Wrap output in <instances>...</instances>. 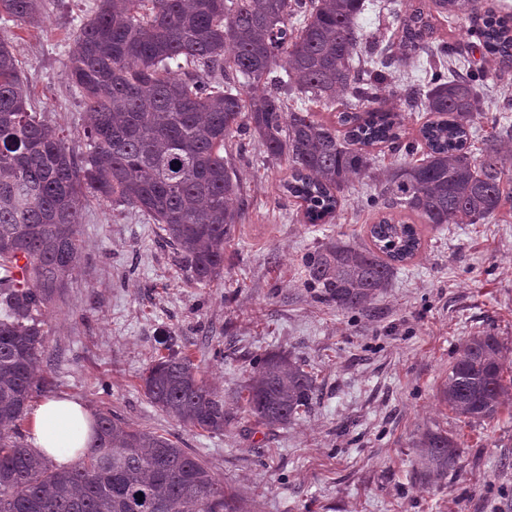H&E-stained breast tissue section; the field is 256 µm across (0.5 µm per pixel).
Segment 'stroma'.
Instances as JSON below:
<instances>
[{
	"label": "stroma",
	"mask_w": 512,
	"mask_h": 512,
	"mask_svg": "<svg viewBox=\"0 0 512 512\" xmlns=\"http://www.w3.org/2000/svg\"><path fill=\"white\" fill-rule=\"evenodd\" d=\"M94 0H44L38 24L0 20L32 107L82 152L89 114L68 85L69 38ZM485 116L469 140L479 154L512 68L488 63ZM393 70L382 107L399 113L402 140L427 148L430 113L408 110ZM225 155L242 182L245 214L224 251V278L197 284L180 268L158 225L91 201L79 228L80 260L45 310L40 375L50 394L111 412L176 441L231 486L250 512H512V412L465 424L438 391L464 340L498 336L512 370V199L479 224L419 225L422 245L365 312H341L304 286L302 256L323 239L370 245L382 210L364 205L371 179L342 193L332 221L305 223L283 194L286 162L255 138ZM170 334L224 392L223 434L181 425L152 404L139 377ZM283 351L306 361L318 384L310 413L287 426L256 424L237 400L254 359ZM458 436L465 454L446 480L424 479L413 438L428 429Z\"/></svg>",
	"instance_id": "1"
}]
</instances>
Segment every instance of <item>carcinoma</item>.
Instances as JSON below:
<instances>
[{"label":"carcinoma","mask_w":512,"mask_h":512,"mask_svg":"<svg viewBox=\"0 0 512 512\" xmlns=\"http://www.w3.org/2000/svg\"><path fill=\"white\" fill-rule=\"evenodd\" d=\"M368 4L381 9L377 0H96L65 71L90 112L80 154L31 108L12 46L0 38V512H247L197 457L110 412L96 415L93 442L70 469L19 431L32 399L48 391L36 372L42 310L78 263L88 198L160 225L179 264L204 286L223 279L224 246L243 217L240 181L224 159L242 134L289 164L284 193L312 224L335 213L350 180L372 176L376 161L364 148L379 143L400 162L367 206L400 208L425 224H476L504 206L499 152L466 151L488 70L473 66L460 43L437 37L434 19L481 17L470 37L512 67V15L483 9V0H411L397 28L399 54L390 55L383 40L364 38L358 18ZM41 9L42 0H0V20L34 23ZM415 63L424 78L406 77L403 103L437 117L422 129V159L378 107L391 69ZM341 95L335 127L288 105L296 97L331 107ZM370 236V247L329 238L303 255L304 286L338 311L364 310L420 246L415 226L390 216ZM174 346L140 377L144 395L184 425L224 433V394ZM503 350L489 332L468 338L439 390L449 410L480 423L509 407ZM317 392L298 358L268 352L255 358L239 398L273 428L310 411ZM412 446L423 476L436 480L464 453L456 436L438 430Z\"/></svg>","instance_id":"1"}]
</instances>
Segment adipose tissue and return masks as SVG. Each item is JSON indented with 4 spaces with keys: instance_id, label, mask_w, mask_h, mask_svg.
<instances>
[{
    "instance_id": "obj_1",
    "label": "adipose tissue",
    "mask_w": 512,
    "mask_h": 512,
    "mask_svg": "<svg viewBox=\"0 0 512 512\" xmlns=\"http://www.w3.org/2000/svg\"><path fill=\"white\" fill-rule=\"evenodd\" d=\"M91 412L79 400L49 398L33 417L32 446L51 457L57 465H72L91 436Z\"/></svg>"
}]
</instances>
